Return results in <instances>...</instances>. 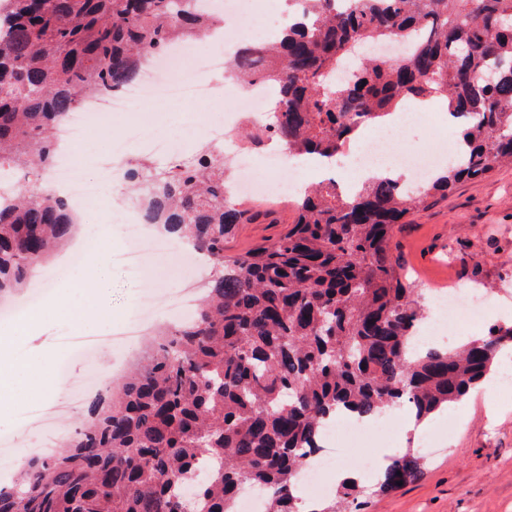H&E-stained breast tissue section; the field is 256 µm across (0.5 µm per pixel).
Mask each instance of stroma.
I'll list each match as a JSON object with an SVG mask.
<instances>
[{
  "label": "stroma",
  "instance_id": "35a3bbf8",
  "mask_svg": "<svg viewBox=\"0 0 512 512\" xmlns=\"http://www.w3.org/2000/svg\"><path fill=\"white\" fill-rule=\"evenodd\" d=\"M218 101L169 102L150 105L145 114H120L112 118V133L133 124H144L147 136L163 134L179 144L180 155L190 154L203 141L211 113ZM194 113L195 124L183 119ZM137 201L125 184L115 185L111 204L94 203L90 221L82 225L88 249L110 242L113 250L125 248L120 209L136 207ZM270 219L238 225L224 241V253L236 255L273 240L291 224L295 214L289 201L267 205ZM397 254L416 287L429 288L455 281L460 288L481 289L491 306L475 325L462 327L458 340L484 334L490 325L512 321V166L496 168L485 179L464 181L448 196L434 198L410 212L399 225ZM107 287L95 288V271L88 264L71 267L62 287L71 307L88 318L89 328H120L137 315L153 292L176 287L190 269L179 254H172L164 276L146 281L108 264ZM62 318L27 327L0 352V363L9 370L8 383L15 391L11 405L0 406V435L12 438L16 453L36 445L38 428L19 430L15 417L28 399L24 393L23 363L41 357L47 366L68 360L69 377L83 379L89 368L79 358H68L57 338L71 329ZM462 416L451 421L440 416L426 421L449 425V436L438 447L426 450L428 465L420 479L384 496H368L363 512H512V400L493 396L486 387L473 389L460 405Z\"/></svg>",
  "mask_w": 512,
  "mask_h": 512
}]
</instances>
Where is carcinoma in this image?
<instances>
[{
	"instance_id": "obj_1",
	"label": "carcinoma",
	"mask_w": 512,
	"mask_h": 512,
	"mask_svg": "<svg viewBox=\"0 0 512 512\" xmlns=\"http://www.w3.org/2000/svg\"><path fill=\"white\" fill-rule=\"evenodd\" d=\"M288 0L311 23L273 47L246 46L237 72L278 87L276 114L248 131L293 156L332 157L365 122L405 100L442 96L465 119L464 158L407 194L378 179L351 196L323 182L293 198L295 219L272 242L227 258L224 237L266 216L227 198L224 151L164 169L130 167L151 223L204 254L213 274L194 315L156 334L134 368L66 449L27 456L0 512H235L259 489L264 512H300L297 479L344 408L370 415L409 406L423 422L491 375L512 324L457 348L416 351L426 307L391 247L411 210L512 162V0ZM218 17L195 0H0V173L32 184L0 203V295L24 287L69 237L66 202L46 194L56 129L91 96L136 82L146 56L203 35ZM410 44L391 63L363 56ZM412 452L376 483L387 494L422 475ZM360 481L309 512H361Z\"/></svg>"
}]
</instances>
